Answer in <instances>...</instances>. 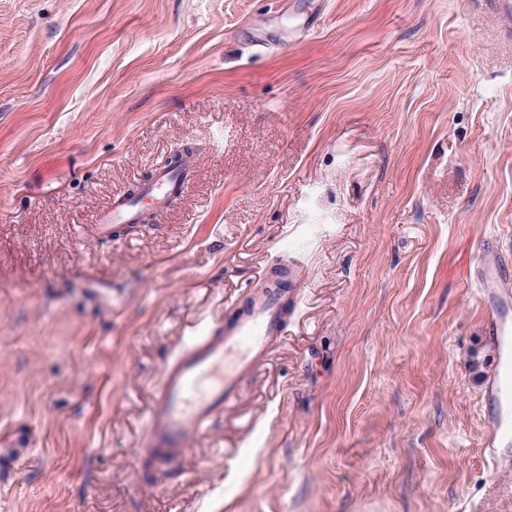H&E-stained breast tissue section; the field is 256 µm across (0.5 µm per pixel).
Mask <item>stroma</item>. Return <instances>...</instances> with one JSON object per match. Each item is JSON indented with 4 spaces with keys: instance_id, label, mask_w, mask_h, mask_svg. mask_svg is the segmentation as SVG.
<instances>
[{
    "instance_id": "stroma-1",
    "label": "stroma",
    "mask_w": 512,
    "mask_h": 512,
    "mask_svg": "<svg viewBox=\"0 0 512 512\" xmlns=\"http://www.w3.org/2000/svg\"><path fill=\"white\" fill-rule=\"evenodd\" d=\"M308 2L0 0V512H512L467 282L512 249V18L329 0L252 47ZM186 146L152 226L90 235ZM285 257L284 342L158 477L163 365ZM328 5L329 3L326 0H312V3L309 5V12L303 17L302 22L293 31L292 37L295 39L298 36H303L317 31L321 21L326 15Z\"/></svg>"
}]
</instances>
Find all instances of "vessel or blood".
Segmentation results:
<instances>
[{
	"label": "vessel or blood",
	"mask_w": 512,
	"mask_h": 512,
	"mask_svg": "<svg viewBox=\"0 0 512 512\" xmlns=\"http://www.w3.org/2000/svg\"><path fill=\"white\" fill-rule=\"evenodd\" d=\"M327 8V0H312L296 35L317 31ZM195 166V158L190 157L180 170L157 168L139 194L113 198L91 226V235L101 241L120 239L140 222L145 209L168 207L182 193ZM307 281V270L292 260L264 269L244 296L228 306L223 323L192 337L177 357L164 364L139 445L159 476H167L169 464L185 455L194 437L208 431L225 407L238 400L243 383L286 336L288 310ZM469 282L489 312L487 336L503 348V370L490 380L483 395L485 445L490 449L487 465L497 476L511 477L512 460L497 449L512 444V253L495 241H481Z\"/></svg>",
	"instance_id": "1"
}]
</instances>
